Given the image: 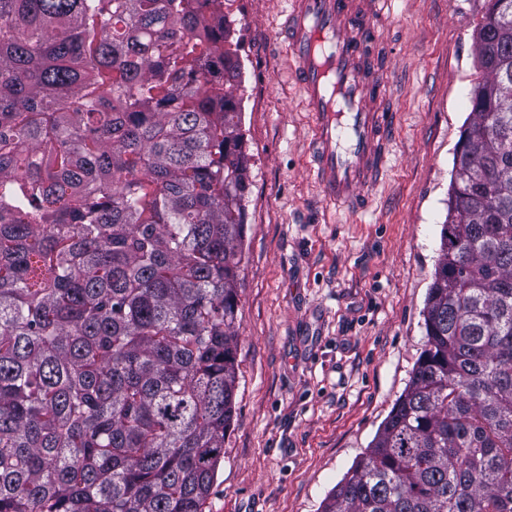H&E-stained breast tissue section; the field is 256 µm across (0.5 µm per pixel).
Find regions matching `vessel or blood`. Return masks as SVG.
Here are the masks:
<instances>
[{
	"label": "vessel or blood",
	"mask_w": 512,
	"mask_h": 512,
	"mask_svg": "<svg viewBox=\"0 0 512 512\" xmlns=\"http://www.w3.org/2000/svg\"><path fill=\"white\" fill-rule=\"evenodd\" d=\"M390 0H290L291 75L313 125L310 170L327 203L368 204L388 168L397 114L377 19Z\"/></svg>",
	"instance_id": "b4317fda"
}]
</instances>
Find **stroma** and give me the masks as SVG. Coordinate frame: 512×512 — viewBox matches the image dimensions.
I'll return each mask as SVG.
<instances>
[{
    "label": "stroma",
    "instance_id": "obj_1",
    "mask_svg": "<svg viewBox=\"0 0 512 512\" xmlns=\"http://www.w3.org/2000/svg\"><path fill=\"white\" fill-rule=\"evenodd\" d=\"M290 0H224L241 46L251 186L236 413L206 512H320L423 349L486 0H393L378 25L398 122L368 207L324 200L312 119L289 77Z\"/></svg>",
    "mask_w": 512,
    "mask_h": 512
}]
</instances>
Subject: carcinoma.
Listing matches in <instances>:
<instances>
[{
  "mask_svg": "<svg viewBox=\"0 0 512 512\" xmlns=\"http://www.w3.org/2000/svg\"><path fill=\"white\" fill-rule=\"evenodd\" d=\"M224 0H0V512H205L250 163ZM424 348L321 512H512V0L475 27Z\"/></svg>",
  "mask_w": 512,
  "mask_h": 512,
  "instance_id": "carcinoma-1",
  "label": "carcinoma"
}]
</instances>
